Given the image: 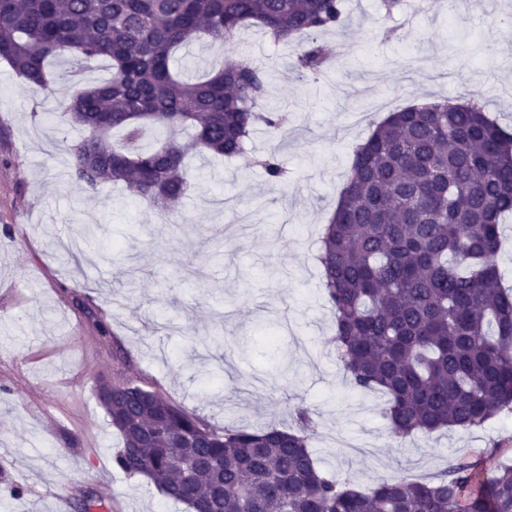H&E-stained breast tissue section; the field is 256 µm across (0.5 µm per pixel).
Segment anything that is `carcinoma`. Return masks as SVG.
Here are the masks:
<instances>
[{"label": "carcinoma", "instance_id": "obj_1", "mask_svg": "<svg viewBox=\"0 0 512 512\" xmlns=\"http://www.w3.org/2000/svg\"><path fill=\"white\" fill-rule=\"evenodd\" d=\"M249 26L297 44L292 69L318 75L319 36L345 26L343 0H0V59L41 90L55 59L107 60L109 78L72 84L53 113L83 132L60 146L68 177L87 194L122 184L169 217L191 189L189 152L240 157L260 125L288 140L287 117L260 109L262 66L190 81L171 69L177 50L231 44ZM150 129L190 141L146 147ZM258 165L283 182L279 150ZM508 213L512 135L477 103L407 106L355 150L318 261L344 373L386 395L397 438L481 427L512 406V293L496 262ZM99 398L122 439L113 466L189 512H512L508 463L361 488L319 468L303 408L295 429L255 431L217 429L130 379Z\"/></svg>", "mask_w": 512, "mask_h": 512}]
</instances>
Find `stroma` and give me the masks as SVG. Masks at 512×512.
<instances>
[{"instance_id":"35a3bbf8","label":"stroma","mask_w":512,"mask_h":512,"mask_svg":"<svg viewBox=\"0 0 512 512\" xmlns=\"http://www.w3.org/2000/svg\"><path fill=\"white\" fill-rule=\"evenodd\" d=\"M483 14L437 0L418 24L382 0H345L347 24L325 33L335 55L302 77L276 61L297 53L256 28L232 47L201 41L173 65L191 76L231 62L267 69L263 110L288 115L283 183L252 163L272 144L257 130L246 155L193 153L194 189L177 222L120 186L82 193L48 121L54 100L0 61V512H188L148 481L113 468L121 446L99 402L131 378L175 398L214 427L315 421L308 446L326 472L359 487L424 476L459 460L490 471L512 457V412L470 430L394 437L378 392L354 389L336 356L334 317L317 256L353 151L413 103L474 100L512 130V0ZM93 226L111 260L72 258L61 244Z\"/></svg>"}]
</instances>
